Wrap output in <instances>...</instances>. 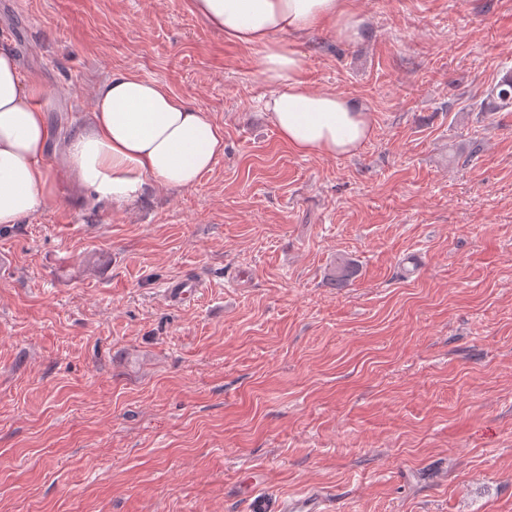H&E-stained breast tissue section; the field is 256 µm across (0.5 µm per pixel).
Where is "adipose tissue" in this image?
<instances>
[{"label": "adipose tissue", "instance_id": "ef3b65f1", "mask_svg": "<svg viewBox=\"0 0 512 512\" xmlns=\"http://www.w3.org/2000/svg\"><path fill=\"white\" fill-rule=\"evenodd\" d=\"M195 11L225 39L257 54L273 91L264 110L295 152L354 155L373 130L368 110L350 98L311 88L296 38L329 27L357 40L362 18L353 0H193ZM43 88L0 46V227L55 201L60 182L47 163L54 139ZM67 175L115 206L152 186L195 188L224 155V130L161 82L116 72L93 91L91 118L68 143Z\"/></svg>", "mask_w": 512, "mask_h": 512}]
</instances>
